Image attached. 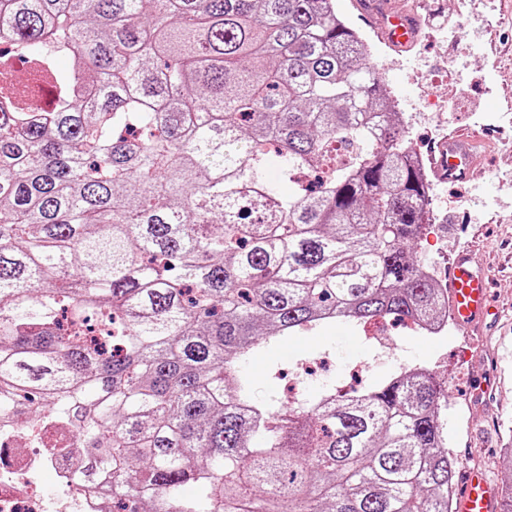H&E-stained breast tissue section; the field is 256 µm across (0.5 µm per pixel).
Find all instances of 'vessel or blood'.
Returning <instances> with one entry per match:
<instances>
[{"label": "vessel or blood", "mask_w": 512, "mask_h": 512, "mask_svg": "<svg viewBox=\"0 0 512 512\" xmlns=\"http://www.w3.org/2000/svg\"><path fill=\"white\" fill-rule=\"evenodd\" d=\"M355 9L364 18L379 20L381 38L394 47L407 49L416 40L420 17L404 0H355ZM476 141L461 131H452L432 154V167L448 182H466L477 166ZM491 272L468 250L458 252L448 270V299L458 324L471 326L485 321L489 314L488 287ZM502 489L489 482L482 470H468L458 512H500Z\"/></svg>", "instance_id": "1"}]
</instances>
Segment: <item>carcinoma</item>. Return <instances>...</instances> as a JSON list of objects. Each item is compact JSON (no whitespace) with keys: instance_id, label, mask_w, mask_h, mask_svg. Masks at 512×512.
Wrapping results in <instances>:
<instances>
[{"instance_id":"carcinoma-1","label":"carcinoma","mask_w":512,"mask_h":512,"mask_svg":"<svg viewBox=\"0 0 512 512\" xmlns=\"http://www.w3.org/2000/svg\"><path fill=\"white\" fill-rule=\"evenodd\" d=\"M1 41L0 423L76 427L112 512H451L428 366L277 410L245 371L447 308L411 139L334 0H0Z\"/></svg>"}]
</instances>
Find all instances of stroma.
I'll use <instances>...</instances> for the list:
<instances>
[{
	"instance_id": "1",
	"label": "stroma",
	"mask_w": 512,
	"mask_h": 512,
	"mask_svg": "<svg viewBox=\"0 0 512 512\" xmlns=\"http://www.w3.org/2000/svg\"><path fill=\"white\" fill-rule=\"evenodd\" d=\"M424 22L416 45L396 52L373 41L369 62L380 70L384 88L400 112L418 96L454 101L455 109L443 113L442 129H466L479 136L486 148L482 175L461 186H444L443 209L428 237L418 245L422 254L435 257L446 268L463 248L474 247L477 256L493 269V299L498 318L486 326L466 330L450 326L447 335H416L393 330L387 344L375 336L378 326L350 329L347 325L289 336L284 347L249 364L257 393L276 405H287L285 381L269 378L272 365L295 370L301 359L329 355L320 381L304 386L312 395L321 383L339 386L350 382L357 363L369 366L367 382L387 377L397 362L423 363L447 382L448 406L444 428L448 450L461 468H478L494 481L512 469V154L493 147L499 132L476 124L484 112L512 115V0H473L470 13L454 12V0H423ZM459 31L451 43L442 29ZM421 75L423 84L413 82ZM355 344L347 346L344 335Z\"/></svg>"
}]
</instances>
